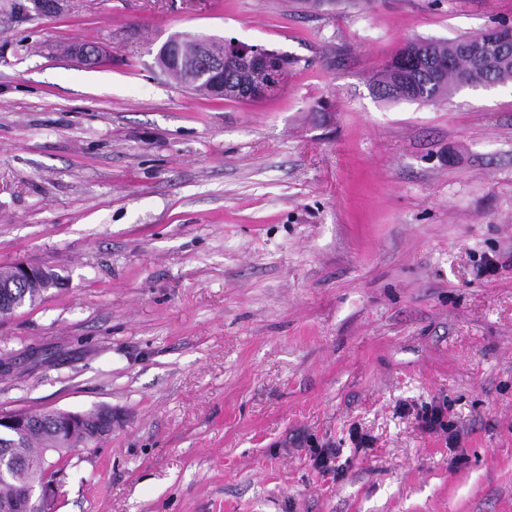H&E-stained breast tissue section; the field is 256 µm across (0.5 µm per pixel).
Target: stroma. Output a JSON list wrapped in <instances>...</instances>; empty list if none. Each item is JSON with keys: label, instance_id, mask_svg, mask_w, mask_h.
Segmentation results:
<instances>
[{"label": "stroma", "instance_id": "obj_1", "mask_svg": "<svg viewBox=\"0 0 512 512\" xmlns=\"http://www.w3.org/2000/svg\"><path fill=\"white\" fill-rule=\"evenodd\" d=\"M501 22L512 0H0V266L66 282L0 319V412L118 416L56 512H512V84L373 88L408 42ZM176 33L292 65L204 99L156 63ZM445 411L440 405H434L427 408L418 418L424 431L434 433L439 430L447 432L448 430V448L454 449L459 444V435L454 427L448 421H444ZM340 456L337 448H314L311 449V460L316 469L321 473L336 474L341 469V463L337 460Z\"/></svg>", "mask_w": 512, "mask_h": 512}]
</instances>
